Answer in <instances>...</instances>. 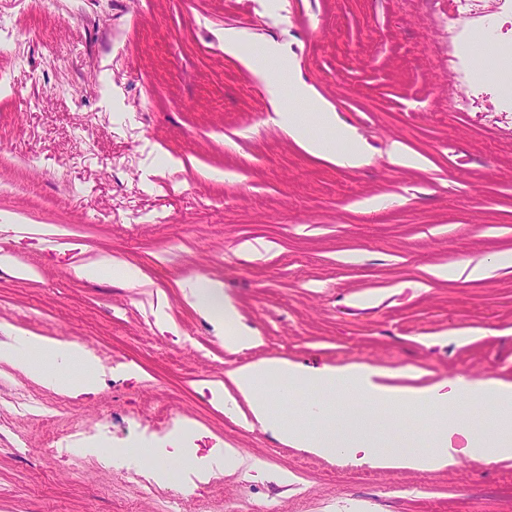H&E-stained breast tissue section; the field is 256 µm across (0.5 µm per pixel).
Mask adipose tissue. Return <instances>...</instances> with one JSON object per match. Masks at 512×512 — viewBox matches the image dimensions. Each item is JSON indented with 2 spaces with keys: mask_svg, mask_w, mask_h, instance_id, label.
Wrapping results in <instances>:
<instances>
[{
  "mask_svg": "<svg viewBox=\"0 0 512 512\" xmlns=\"http://www.w3.org/2000/svg\"><path fill=\"white\" fill-rule=\"evenodd\" d=\"M244 64L265 84L277 124L306 152L340 167L357 168L370 163V152L360 145L352 129L337 125L328 103L301 80L285 78L286 60L276 43H264L262 58L250 57ZM290 98L311 103L310 112L292 111L286 105ZM323 129L334 131L335 140L320 137ZM339 141L344 142V149H336ZM187 299L202 314L220 315V323L226 328L225 349L237 351L257 343V336L237 328V311L222 282L200 279L191 286ZM3 361L30 380L52 386L72 398L93 394L98 389L100 365L93 354L76 342L13 331L7 340L0 341V362Z\"/></svg>",
  "mask_w": 512,
  "mask_h": 512,
  "instance_id": "adipose-tissue-1",
  "label": "adipose tissue"
}]
</instances>
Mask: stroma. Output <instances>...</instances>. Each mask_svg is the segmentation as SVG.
<instances>
[{"label": "stroma", "instance_id": "obj_1", "mask_svg": "<svg viewBox=\"0 0 512 512\" xmlns=\"http://www.w3.org/2000/svg\"><path fill=\"white\" fill-rule=\"evenodd\" d=\"M0 0V339L77 342L106 373L70 398L0 363V512H512V458L410 472L321 457L214 404L209 384L263 359L368 364L396 388L512 385V266L478 281L434 267L512 252V90L460 47L489 34L512 67V0ZM246 33L238 55L224 33ZM280 44L355 129L371 164L306 153L241 62ZM422 157L392 164V142ZM262 241L261 257L239 252ZM101 255L132 288L76 269ZM222 282L259 343L225 349L185 295ZM139 368V377L124 373ZM384 454L425 450L426 407ZM84 432L61 448L52 433ZM105 441L120 464L94 454ZM173 443L244 467L194 490L126 448ZM103 271H110L119 277L123 283L130 287H137L142 284L139 271L126 263L124 260L109 255L90 260L77 267L76 272L80 277L95 279Z\"/></svg>", "mask_w": 512, "mask_h": 512}]
</instances>
